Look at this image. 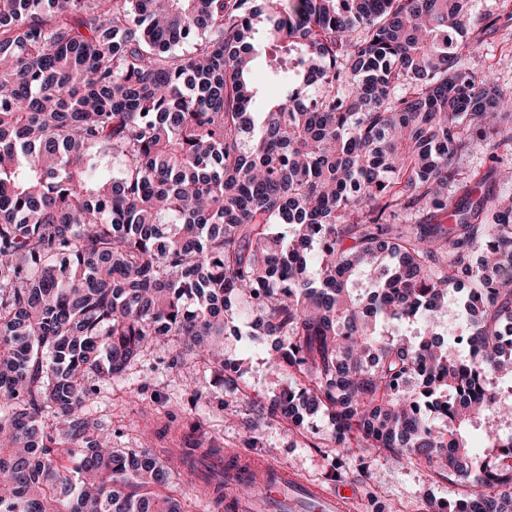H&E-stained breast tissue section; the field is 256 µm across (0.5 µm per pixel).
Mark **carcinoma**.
<instances>
[{
    "label": "carcinoma",
    "mask_w": 512,
    "mask_h": 512,
    "mask_svg": "<svg viewBox=\"0 0 512 512\" xmlns=\"http://www.w3.org/2000/svg\"><path fill=\"white\" fill-rule=\"evenodd\" d=\"M473 0H0V512H210L191 428L112 447L85 406L150 348L224 389V337L274 339L292 432L388 450L512 512V97L461 65ZM264 23L267 82L252 73ZM488 141L487 170L457 158ZM99 155L107 166L93 160ZM417 324L415 337L388 320ZM463 327L464 358L443 324ZM435 411L446 428L434 427ZM81 476L66 499L70 473Z\"/></svg>",
    "instance_id": "obj_1"
}]
</instances>
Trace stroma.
<instances>
[{"label":"stroma","instance_id":"1","mask_svg":"<svg viewBox=\"0 0 512 512\" xmlns=\"http://www.w3.org/2000/svg\"><path fill=\"white\" fill-rule=\"evenodd\" d=\"M479 42L480 49L464 61L466 69L490 76L504 92L512 94V63L500 59L501 52L512 49V20H491ZM224 348L242 361L245 392L224 393L223 406L204 402L196 411H188L191 391L212 388L202 361L190 357L182 368L173 369L167 365L166 352L148 350L122 378L98 384L88 412L110 425L112 443L119 449L140 448L144 437L162 429L169 415H177L183 423L199 421L221 447L272 457L313 483L352 488L357 499L355 512H427L429 501H445L462 493V486L433 477L419 466L396 462L368 448L339 447L323 416L308 420L300 435L277 422L249 433L252 395L280 391L286 377L269 366L267 351L248 336L225 337ZM145 382L150 389L144 393L140 387Z\"/></svg>","mask_w":512,"mask_h":512}]
</instances>
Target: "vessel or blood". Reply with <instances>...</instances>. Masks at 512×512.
Here are the masks:
<instances>
[{"mask_svg":"<svg viewBox=\"0 0 512 512\" xmlns=\"http://www.w3.org/2000/svg\"><path fill=\"white\" fill-rule=\"evenodd\" d=\"M349 493L302 479L278 462L245 451H224L225 512H351Z\"/></svg>","mask_w":512,"mask_h":512,"instance_id":"b4317fda","label":"vessel or blood"}]
</instances>
